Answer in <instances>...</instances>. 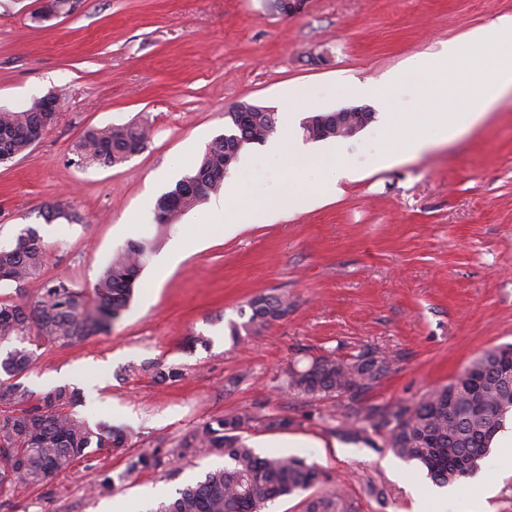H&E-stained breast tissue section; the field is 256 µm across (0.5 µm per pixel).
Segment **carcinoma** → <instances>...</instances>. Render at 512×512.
<instances>
[{
	"label": "carcinoma",
	"mask_w": 512,
	"mask_h": 512,
	"mask_svg": "<svg viewBox=\"0 0 512 512\" xmlns=\"http://www.w3.org/2000/svg\"><path fill=\"white\" fill-rule=\"evenodd\" d=\"M36 98L17 110L0 109V163L12 161L33 147L51 127L55 113L41 112ZM249 112L240 117L226 112L224 133L214 137L195 167L156 202L158 226L172 228L180 216L212 193L224 189V178L240 151L263 144L278 132L274 112L242 103ZM327 112H312L301 122L306 137L315 141L349 135ZM149 142L145 125L89 127L75 146L78 163L116 166ZM39 215L51 222L78 223L81 216L63 201L45 204ZM49 248L38 230L27 227L11 248H0V287L20 294L39 277ZM150 245L131 243L112 256L93 287L77 289L57 279L33 301L0 303V404L11 407L0 414V491L21 489L52 480L74 463L104 449L123 448V440L103 423L91 427L70 408L80 400L77 388H50L29 404L27 390L16 382L34 363V348L67 345L107 331L133 298L134 284ZM292 303L286 295L259 294L240 309L242 321H230V338L260 336L288 316ZM391 359L379 352L349 358L320 355L302 369L292 368L285 379L286 393L308 398L334 397L343 420L330 429L347 441H365L370 434L406 462H415L439 485L472 474L489 451V442L512 410V344L488 349L473 358L446 385L413 403L393 406L365 403L366 395L390 371ZM261 424L267 430L293 425L287 416L262 421L249 414L213 417L185 435L173 448L179 460L217 455L224 466L204 473L153 512H267L276 500L300 494L331 481L317 465L300 457H262L243 439V433ZM161 464V452L141 451L128 456L125 474L150 470ZM304 512H359L349 492L336 486L322 496L308 497Z\"/></svg>",
	"instance_id": "obj_1"
}]
</instances>
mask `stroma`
I'll return each instance as SVG.
<instances>
[{
    "label": "stroma",
    "instance_id": "1",
    "mask_svg": "<svg viewBox=\"0 0 512 512\" xmlns=\"http://www.w3.org/2000/svg\"><path fill=\"white\" fill-rule=\"evenodd\" d=\"M41 0H0V108L60 95L57 119L25 155L0 163V245L33 227L49 247L38 296L59 278L88 289L113 254L157 235L155 204L223 134L225 112L248 102L274 110L279 134L312 111L370 106L355 135L321 141L335 155L301 169L299 204L279 212L280 163L266 146L233 165L234 206L221 223L185 213L172 231L183 259L155 277L143 266L130 307L86 341L48 344L20 382L30 399L53 386L91 387L75 414L127 433L126 452L101 451L22 494H0V512H97L90 488L116 478L114 498L145 512L220 467L212 455L125 475L127 452L168 450L197 424L228 413L285 414V430L245 440L317 463L360 512H512V456L480 462L491 494L461 479L449 499L380 437L351 443L325 431L334 399L283 398L288 370L327 352L391 356L372 403L414 402L448 384L477 355L512 343V90L473 127L411 156L403 142L438 113L464 106L456 83L440 89L417 68L442 43L463 40L512 0H311L283 18L261 0H76L70 15L36 24ZM328 50L318 65L310 56ZM404 81L386 86L389 73ZM379 88L375 97L348 87ZM146 123L151 140L116 166L78 165L74 145L91 126ZM337 193H327L329 183ZM66 199L82 223H45L47 202ZM253 208L272 221L246 224ZM288 294L294 307L261 336L235 343L227 324L255 295ZM176 367V382L157 373ZM385 487L376 502L368 484Z\"/></svg>",
    "mask_w": 512,
    "mask_h": 512
}]
</instances>
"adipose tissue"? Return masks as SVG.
I'll use <instances>...</instances> for the list:
<instances>
[{
    "label": "adipose tissue",
    "instance_id": "ef3b65f1",
    "mask_svg": "<svg viewBox=\"0 0 512 512\" xmlns=\"http://www.w3.org/2000/svg\"><path fill=\"white\" fill-rule=\"evenodd\" d=\"M490 57L496 79L489 82L474 73V58ZM439 73L446 80L462 82L471 113L488 108L503 92L512 88V18L499 17L468 34L465 43L450 41L436 56Z\"/></svg>",
    "mask_w": 512,
    "mask_h": 512
}]
</instances>
